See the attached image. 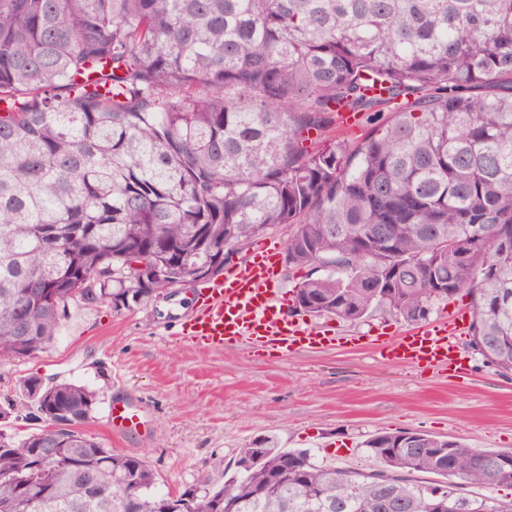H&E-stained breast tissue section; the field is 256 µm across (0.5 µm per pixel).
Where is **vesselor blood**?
Returning <instances> with one entry per match:
<instances>
[{"instance_id":"obj_1","label":"vessel or blood","mask_w":512,"mask_h":512,"mask_svg":"<svg viewBox=\"0 0 512 512\" xmlns=\"http://www.w3.org/2000/svg\"><path fill=\"white\" fill-rule=\"evenodd\" d=\"M282 276L280 243L258 244L250 260L227 268L223 279L202 293L196 313L181 324L183 340L208 347L233 341L257 354L283 357L334 344V337L285 316L288 297L275 290ZM464 329L463 319L443 318L399 337L376 339V355L385 364L439 366L464 375L469 365L458 351ZM109 420L113 431L120 432L138 426L140 416L133 407L116 403Z\"/></svg>"}]
</instances>
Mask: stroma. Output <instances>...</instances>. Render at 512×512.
I'll use <instances>...</instances> for the list:
<instances>
[{
  "instance_id": "stroma-1",
  "label": "stroma",
  "mask_w": 512,
  "mask_h": 512,
  "mask_svg": "<svg viewBox=\"0 0 512 512\" xmlns=\"http://www.w3.org/2000/svg\"><path fill=\"white\" fill-rule=\"evenodd\" d=\"M203 283L172 299L117 310L70 303L53 340L35 355L0 359V407L23 396L22 382L68 381L100 393L85 430L104 447L144 458L159 492L173 495L210 477L223 484L240 448L272 436L339 470H370L362 444L379 432L416 431L480 450L512 448V373L487 365L462 336L470 365L451 371L377 361L375 332L394 337L409 324L377 309L355 322L306 317L338 342L292 356H257L227 345L183 342L179 324L198 306ZM133 406L139 431L116 434L108 405Z\"/></svg>"
}]
</instances>
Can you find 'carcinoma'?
<instances>
[{
  "label": "carcinoma",
  "instance_id": "cac0c4a2",
  "mask_svg": "<svg viewBox=\"0 0 512 512\" xmlns=\"http://www.w3.org/2000/svg\"><path fill=\"white\" fill-rule=\"evenodd\" d=\"M283 224L288 268L325 270L293 312L418 324L462 294L511 373L512 0H0L1 359ZM23 388L47 426L0 427V512H512L464 492L512 488V450L423 432L368 438V472L264 437L172 497L82 430L96 391Z\"/></svg>",
  "mask_w": 512,
  "mask_h": 512
}]
</instances>
